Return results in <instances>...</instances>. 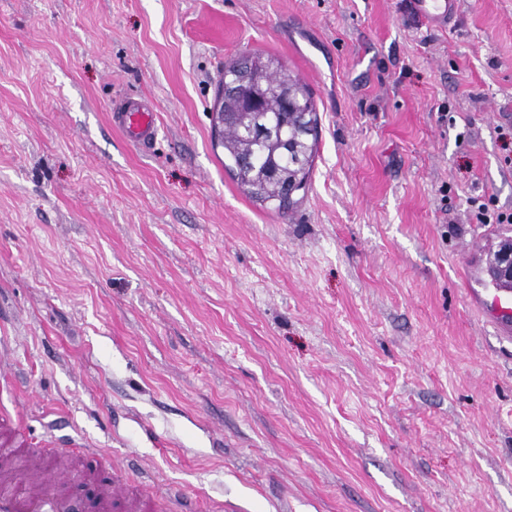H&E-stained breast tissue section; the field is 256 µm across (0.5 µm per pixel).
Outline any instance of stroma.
<instances>
[{"instance_id":"35a3bbf8","label":"stroma","mask_w":512,"mask_h":512,"mask_svg":"<svg viewBox=\"0 0 512 512\" xmlns=\"http://www.w3.org/2000/svg\"><path fill=\"white\" fill-rule=\"evenodd\" d=\"M320 137L287 213L224 170L226 57ZM153 100L142 150L109 117ZM512 0H0V335L76 426L202 512H512V342L471 299L512 224ZM409 8L431 28L445 31L457 16L458 0H410Z\"/></svg>"}]
</instances>
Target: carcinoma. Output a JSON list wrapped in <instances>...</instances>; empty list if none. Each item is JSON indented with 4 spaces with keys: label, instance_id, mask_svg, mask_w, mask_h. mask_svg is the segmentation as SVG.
Returning <instances> with one entry per match:
<instances>
[{
    "label": "carcinoma",
    "instance_id": "obj_1",
    "mask_svg": "<svg viewBox=\"0 0 512 512\" xmlns=\"http://www.w3.org/2000/svg\"><path fill=\"white\" fill-rule=\"evenodd\" d=\"M224 169L252 201L285 210L306 190L318 142L312 93L278 60L262 53L224 61ZM263 129L260 137L256 130Z\"/></svg>",
    "mask_w": 512,
    "mask_h": 512
}]
</instances>
